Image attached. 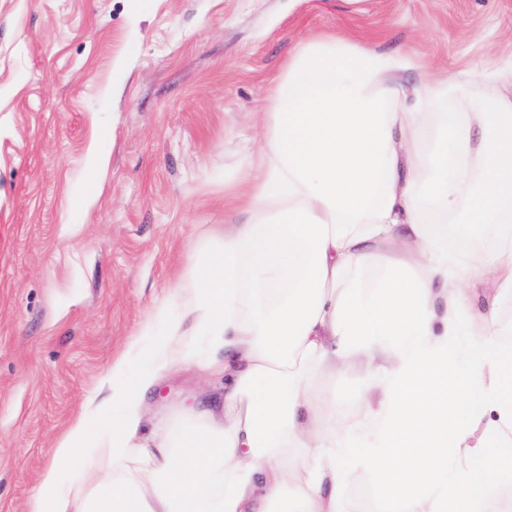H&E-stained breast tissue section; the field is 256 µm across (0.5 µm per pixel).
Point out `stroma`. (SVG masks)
Segmentation results:
<instances>
[{"mask_svg":"<svg viewBox=\"0 0 512 512\" xmlns=\"http://www.w3.org/2000/svg\"><path fill=\"white\" fill-rule=\"evenodd\" d=\"M401 53L436 75L512 55V0H0V512H28L41 472L112 365L149 339L186 252L235 223L278 79L310 39ZM481 96L452 84L441 112ZM107 158L89 163L90 145ZM474 326L512 348V294L461 283ZM353 408L370 379L315 378ZM220 394L178 368L148 393L177 417Z\"/></svg>","mask_w":512,"mask_h":512,"instance_id":"1","label":"stroma"}]
</instances>
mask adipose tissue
<instances>
[{"mask_svg":"<svg viewBox=\"0 0 512 512\" xmlns=\"http://www.w3.org/2000/svg\"><path fill=\"white\" fill-rule=\"evenodd\" d=\"M407 66L333 38L289 62L242 180L243 222L189 251L132 384H102L71 422L29 512H345L359 464L389 512H484L492 480L512 479V351L494 316L474 330L447 303L450 282L492 266L512 291V65L477 67L490 94L442 113L426 156L423 107L442 84L405 83ZM433 204L457 224L497 225L496 253L458 265L425 220ZM400 237L423 260L390 253ZM373 266L381 276L364 283ZM352 362L378 384L348 429L314 373ZM177 365L222 382L223 400L146 431L144 394ZM318 417L329 426L311 453ZM96 448L107 465L85 467Z\"/></svg>","mask_w":512,"mask_h":512,"instance_id":"1","label":"adipose tissue"}]
</instances>
